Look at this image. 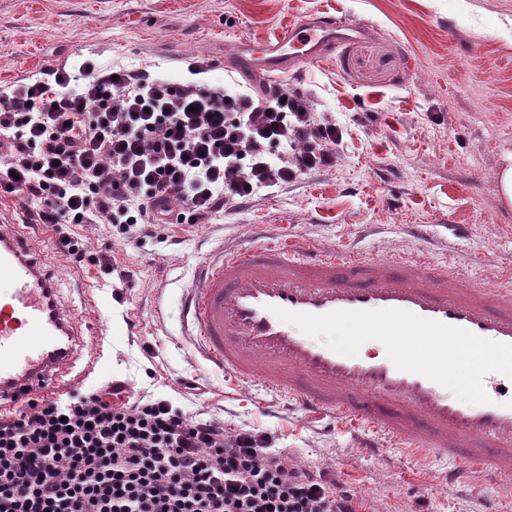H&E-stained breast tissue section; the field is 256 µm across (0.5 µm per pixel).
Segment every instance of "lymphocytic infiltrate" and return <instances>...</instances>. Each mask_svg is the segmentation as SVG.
Listing matches in <instances>:
<instances>
[{
    "mask_svg": "<svg viewBox=\"0 0 512 512\" xmlns=\"http://www.w3.org/2000/svg\"><path fill=\"white\" fill-rule=\"evenodd\" d=\"M151 72L47 68L0 95V198L56 231L107 224L124 239L205 224L261 189L335 167L345 129L308 99ZM122 384L75 403L28 399L0 415V512H356L354 496L291 465L250 433L173 408L129 403Z\"/></svg>",
    "mask_w": 512,
    "mask_h": 512,
    "instance_id": "obj_1",
    "label": "lymphocytic infiltrate"
}]
</instances>
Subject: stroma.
I'll return each mask as SVG.
<instances>
[{"label": "stroma", "instance_id": "stroma-1", "mask_svg": "<svg viewBox=\"0 0 512 512\" xmlns=\"http://www.w3.org/2000/svg\"><path fill=\"white\" fill-rule=\"evenodd\" d=\"M319 15L371 28L279 80L345 127L337 166L260 191L213 223L167 224L137 242L104 224L72 226L87 244L80 265L57 254L51 227L21 223V202L0 200V225L57 278L59 303L82 330L76 368L96 364L58 397L126 382L229 433L268 437L290 463L350 489L360 512H512L505 480L477 471L468 485L446 483L438 457L365 454L347 423L237 385L185 336L181 307L199 262L258 225L275 242L370 260L420 249L455 266L463 285L482 284L491 265L512 271V207L498 192L512 154V0H0V91L87 60L177 81L203 60L202 82L234 85L225 40L272 39ZM123 269L130 279H119Z\"/></svg>", "mask_w": 512, "mask_h": 512}]
</instances>
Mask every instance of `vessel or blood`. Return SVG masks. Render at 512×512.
<instances>
[{
  "mask_svg": "<svg viewBox=\"0 0 512 512\" xmlns=\"http://www.w3.org/2000/svg\"><path fill=\"white\" fill-rule=\"evenodd\" d=\"M367 24L315 17L272 40L229 41L224 66L257 69L270 79L315 64L339 44L367 36ZM0 406L53 394L63 382L79 332L57 306L56 285L23 242L0 236ZM322 315L397 309L512 344V289L488 281L449 287L447 266L423 252L366 263L358 254L251 240L205 260L183 300L190 334L210 366L246 387L287 396L304 409L364 429L366 451L397 448L450 461L448 481L482 470L512 481V395L508 380L487 374V405H472L421 375L398 370L387 355L347 357L326 341L281 321L275 308Z\"/></svg>",
  "mask_w": 512,
  "mask_h": 512,
  "instance_id": "obj_1",
  "label": "vessel or blood"
}]
</instances>
